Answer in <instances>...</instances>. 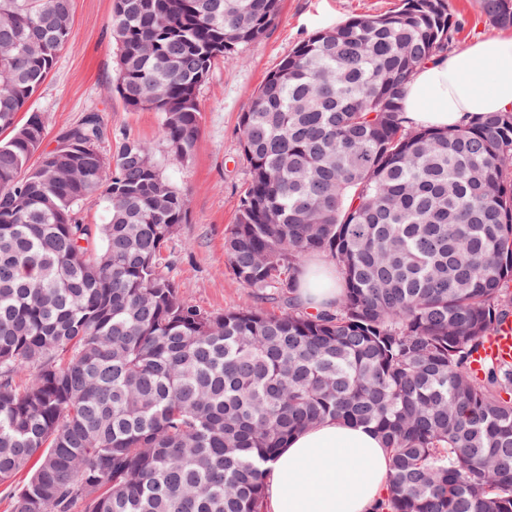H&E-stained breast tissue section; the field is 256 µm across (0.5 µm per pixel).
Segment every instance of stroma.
<instances>
[{
	"instance_id": "stroma-1",
	"label": "stroma",
	"mask_w": 512,
	"mask_h": 512,
	"mask_svg": "<svg viewBox=\"0 0 512 512\" xmlns=\"http://www.w3.org/2000/svg\"><path fill=\"white\" fill-rule=\"evenodd\" d=\"M400 0H282L280 15L261 40L242 45L233 63H218L199 90L201 132L190 160L168 153L161 116L126 110L114 90L119 52L112 38V0H73V38L59 53L46 82L31 101L46 125L45 147L90 110L99 111L112 133L106 149L123 136L149 143L163 174L188 199L186 220L163 251L165 272L183 297L201 310L220 314L260 300L232 274L224 258V237L235 222L249 181L242 159L239 121L267 74L301 41L349 18L385 14ZM460 19L453 49H467L477 38L498 35L474 0H448Z\"/></svg>"
}]
</instances>
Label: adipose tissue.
<instances>
[{"label":"adipose tissue","instance_id":"1","mask_svg":"<svg viewBox=\"0 0 512 512\" xmlns=\"http://www.w3.org/2000/svg\"><path fill=\"white\" fill-rule=\"evenodd\" d=\"M512 108V35L480 39L465 51L433 58L407 84L403 109L416 126L438 129ZM308 269L325 272V288L301 286L305 307L339 302L341 277L324 255ZM389 459L379 434L326 419L292 436L264 466L267 512H372L388 485Z\"/></svg>","mask_w":512,"mask_h":512}]
</instances>
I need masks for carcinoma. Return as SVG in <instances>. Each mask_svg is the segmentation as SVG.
Returning a JSON list of instances; mask_svg holds the SVG:
<instances>
[{
    "label": "carcinoma",
    "mask_w": 512,
    "mask_h": 512,
    "mask_svg": "<svg viewBox=\"0 0 512 512\" xmlns=\"http://www.w3.org/2000/svg\"><path fill=\"white\" fill-rule=\"evenodd\" d=\"M476 6L512 29V0ZM72 10L0 0V483L31 470L14 512H263V463L328 418L383 440L373 512H512V362L471 368L512 321V110L434 129L402 109L417 68L454 44L448 0L317 31L253 94L224 255L274 308L218 315L161 270L187 199L150 145L125 137L104 153L107 127L88 112L42 148L29 102ZM279 12L112 0L118 96L160 113L162 141L190 159L212 66ZM97 203L106 223H83ZM314 254L342 274L334 308L299 300Z\"/></svg>",
    "instance_id": "obj_1"
}]
</instances>
